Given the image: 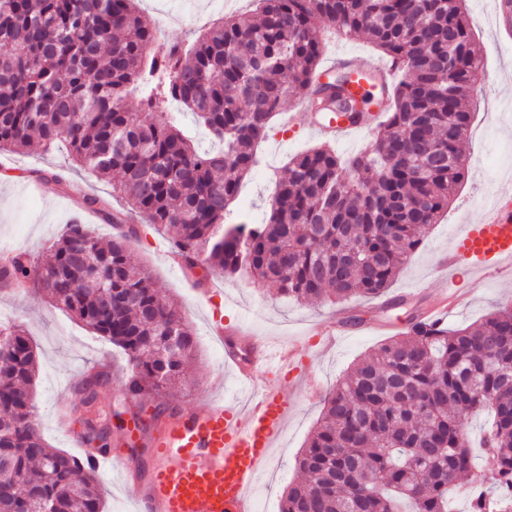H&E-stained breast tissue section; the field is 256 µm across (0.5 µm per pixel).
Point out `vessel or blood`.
I'll list each match as a JSON object with an SVG mask.
<instances>
[{
    "label": "vessel or blood",
    "instance_id": "b4317fda",
    "mask_svg": "<svg viewBox=\"0 0 512 512\" xmlns=\"http://www.w3.org/2000/svg\"><path fill=\"white\" fill-rule=\"evenodd\" d=\"M499 36L512 39V0H496ZM349 75L347 92L362 99L377 95L389 84L386 65L342 55L319 72L328 77L337 68ZM318 133L336 140L355 133V125L335 115ZM467 263L477 274L512 279V186L501 187L475 223H464L441 265L445 295L426 313L429 321H443L462 306L467 296L458 292L452 271ZM207 329L224 346V363L239 384L252 393L248 404L208 401L164 414L157 428L137 424L115 441L110 454L85 453L95 469L124 472L125 495L133 512H254L253 492L270 461L278 438L288 425L294 404L270 388L272 370L293 368L307 354L304 343L278 348L258 341L238 328L225 330L222 321Z\"/></svg>",
    "mask_w": 512,
    "mask_h": 512
}]
</instances>
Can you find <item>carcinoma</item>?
<instances>
[{"instance_id": "obj_1", "label": "carcinoma", "mask_w": 512, "mask_h": 512, "mask_svg": "<svg viewBox=\"0 0 512 512\" xmlns=\"http://www.w3.org/2000/svg\"><path fill=\"white\" fill-rule=\"evenodd\" d=\"M139 0H0V151L63 143L131 209L173 232L188 267L246 273L286 299L383 295L440 223L467 175L461 144L482 63L463 0H255L184 48L161 41ZM364 33L397 68L391 106L363 151L323 145L295 155L261 224L227 223L256 147L288 96L308 87L326 39ZM137 92L146 107H125ZM193 112L220 150L198 151L168 116ZM81 206L113 222L96 196ZM39 268L25 252L0 290L36 288L127 356L123 386L139 408L177 384L196 338L120 232L104 242L66 226ZM103 267L88 286L78 258ZM180 339L166 345L169 328ZM38 358L26 330L0 324V512H103L97 473L45 446L33 420ZM95 406L101 375L80 378ZM490 424L476 452L467 426ZM305 480L281 512H448L455 488L496 495L512 473V304L472 327L412 322L356 363L325 397L298 460Z\"/></svg>"}]
</instances>
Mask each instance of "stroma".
I'll use <instances>...</instances> for the list:
<instances>
[{
    "mask_svg": "<svg viewBox=\"0 0 512 512\" xmlns=\"http://www.w3.org/2000/svg\"><path fill=\"white\" fill-rule=\"evenodd\" d=\"M231 1L236 4L232 9L236 13H250L251 0H139L138 7L155 22H159L164 10L182 13V21L160 29L162 40L181 42L201 29L203 21L224 17L231 10L227 7ZM468 5L483 56L475 74V84L483 97L463 146L470 176L443 222L430 229L393 282L387 294L389 306L380 310L375 300L359 297L303 305L279 297L275 287L247 276L227 279L215 271L208 277L209 284L218 290L213 302L225 324L243 325L269 342L307 344L309 355L302 376L316 379L322 396L355 362L407 330L411 317L420 312L440 285L438 265L460 221H478L490 200L491 188L501 187L512 172V43L499 42L490 0H468ZM320 143L311 130L310 117L298 116L292 126L274 118L268 137L257 148L262 164L243 180L245 196L234 203L235 214L260 222L269 208L276 181L286 174L289 160ZM48 173L61 176L64 188L45 183L43 177ZM87 194L106 200L124 227L137 228V237L129 241L131 251L139 262L151 267L162 292L180 302L196 332L198 353L186 368L182 382L165 395L166 407L190 406L231 395L235 390L234 376L225 368L224 350L205 333L208 311L190 285L187 271L172 268L165 259L172 248L170 236L131 212L113 193L110 180L75 164L66 149L47 150L36 143L25 153L0 152V248L25 246L35 262L46 264L47 243L72 221L74 200ZM454 278L468 299L450 319V326L473 324L496 306L512 301V282L478 279L463 263L456 267ZM347 309L370 321V328L348 333L336 346H325L317 335L319 327L329 324L337 311ZM0 320L23 323L37 347L36 423L48 447L79 455L77 443L84 440L87 430L81 395L75 385L81 375L97 371L102 360H110L112 369L108 384L99 390L100 406L121 412L126 420L137 414L136 403L122 394L121 369L127 362L123 352L66 311L35 292L15 296L0 291ZM270 385L288 391L295 411L274 448L268 465L270 476L260 485V512H280L288 485L302 480L297 459L317 427L323 407L322 396L307 398L305 387L289 388L287 377L272 379ZM62 402L74 410L65 432L58 429L55 418V410Z\"/></svg>",
    "mask_w": 512,
    "mask_h": 512,
    "instance_id": "stroma-1",
    "label": "stroma"
}]
</instances>
